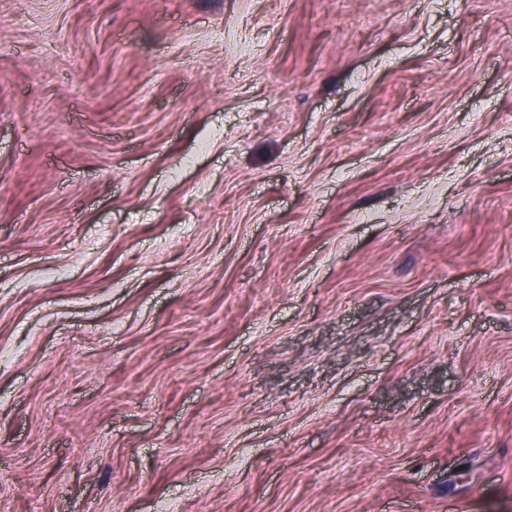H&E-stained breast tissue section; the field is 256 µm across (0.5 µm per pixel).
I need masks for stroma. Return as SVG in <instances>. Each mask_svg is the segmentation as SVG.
Masks as SVG:
<instances>
[{
    "instance_id": "obj_1",
    "label": "stroma",
    "mask_w": 512,
    "mask_h": 512,
    "mask_svg": "<svg viewBox=\"0 0 512 512\" xmlns=\"http://www.w3.org/2000/svg\"><path fill=\"white\" fill-rule=\"evenodd\" d=\"M0 512H512V0H0Z\"/></svg>"
}]
</instances>
